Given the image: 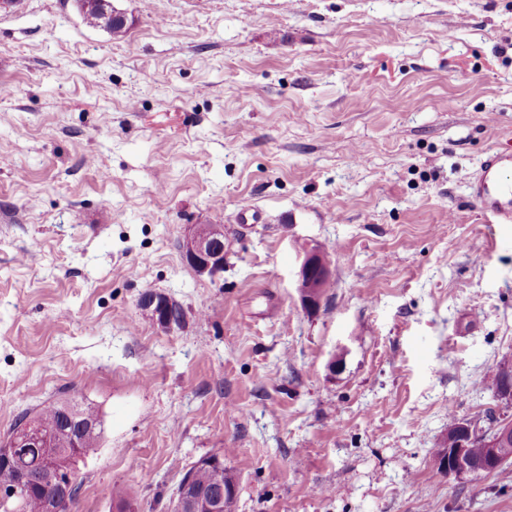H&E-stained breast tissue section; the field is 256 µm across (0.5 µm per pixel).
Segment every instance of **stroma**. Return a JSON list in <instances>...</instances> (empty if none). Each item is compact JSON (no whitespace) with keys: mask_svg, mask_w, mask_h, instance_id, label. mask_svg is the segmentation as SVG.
I'll return each instance as SVG.
<instances>
[{"mask_svg":"<svg viewBox=\"0 0 512 512\" xmlns=\"http://www.w3.org/2000/svg\"><path fill=\"white\" fill-rule=\"evenodd\" d=\"M113 4L120 40L74 0L0 10V441L99 405L71 512L113 486L169 512L209 456L235 512H512V476L435 456L449 416L512 418L484 384L512 361V226L465 184L512 149V0ZM201 224L214 276L183 258ZM214 239L200 226L184 238V258L198 274L214 276L224 270V247L216 246ZM329 279L330 270L323 254L317 249L306 250L298 273V290L305 306L318 305ZM171 304L172 301L168 297L158 292H147L140 298V307L150 315L155 323L159 324V319L162 320L167 324L168 329L176 325L175 322L183 315L181 308L177 304L173 303L172 308ZM170 308V313L175 322L169 320Z\"/></svg>","mask_w":512,"mask_h":512,"instance_id":"stroma-1","label":"stroma"}]
</instances>
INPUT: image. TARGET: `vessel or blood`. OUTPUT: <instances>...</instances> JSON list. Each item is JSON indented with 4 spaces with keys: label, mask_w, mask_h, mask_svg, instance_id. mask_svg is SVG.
Instances as JSON below:
<instances>
[{
    "label": "vessel or blood",
    "mask_w": 512,
    "mask_h": 512,
    "mask_svg": "<svg viewBox=\"0 0 512 512\" xmlns=\"http://www.w3.org/2000/svg\"><path fill=\"white\" fill-rule=\"evenodd\" d=\"M472 202L490 223L512 224V152L492 151L466 177Z\"/></svg>",
    "instance_id": "obj_1"
}]
</instances>
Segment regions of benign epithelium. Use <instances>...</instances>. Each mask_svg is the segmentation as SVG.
<instances>
[{
  "label": "benign epithelium",
  "mask_w": 512,
  "mask_h": 512,
  "mask_svg": "<svg viewBox=\"0 0 512 512\" xmlns=\"http://www.w3.org/2000/svg\"><path fill=\"white\" fill-rule=\"evenodd\" d=\"M215 236L205 229L196 227L185 236L182 243L186 262L199 274L214 276L224 270V248L214 243ZM330 279L329 266L323 254L317 249L304 252L303 261L298 273V290L302 302L307 307L318 305L323 288ZM172 301L158 292H147L140 298V307L146 311L154 322L162 321L167 328H172L175 322L169 319ZM460 441L455 448L447 449L444 457L438 459L439 468L457 478L469 477L475 474H490L502 468L512 458L505 455L499 444L512 435V426L494 424L485 430L473 421L461 422ZM477 440L487 444L485 454L473 458L469 448ZM220 495L217 492L193 496H176L172 502L171 512H185L195 509L197 512L206 509L217 512L220 508Z\"/></svg>",
  "instance_id": "benign-epithelium-1"
}]
</instances>
